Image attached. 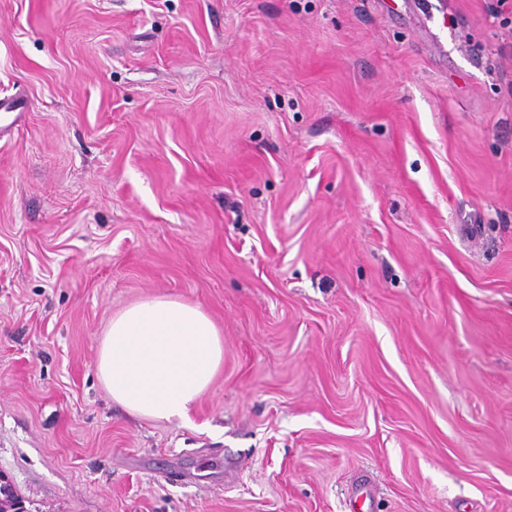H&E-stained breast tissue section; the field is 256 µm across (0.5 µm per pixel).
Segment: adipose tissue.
<instances>
[{
	"label": "adipose tissue",
	"mask_w": 512,
	"mask_h": 512,
	"mask_svg": "<svg viewBox=\"0 0 512 512\" xmlns=\"http://www.w3.org/2000/svg\"><path fill=\"white\" fill-rule=\"evenodd\" d=\"M224 361V342L196 304L149 297L113 315L96 371L113 401L130 413L185 420Z\"/></svg>",
	"instance_id": "obj_1"
}]
</instances>
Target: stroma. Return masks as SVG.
<instances>
[{"mask_svg": "<svg viewBox=\"0 0 512 512\" xmlns=\"http://www.w3.org/2000/svg\"><path fill=\"white\" fill-rule=\"evenodd\" d=\"M488 0H0V472L30 512H512V57ZM199 305L190 418L96 373ZM224 361V342L196 304L149 297L112 316L96 371L112 401L157 420H187Z\"/></svg>", "mask_w": 512, "mask_h": 512, "instance_id": "stroma-1", "label": "stroma"}]
</instances>
